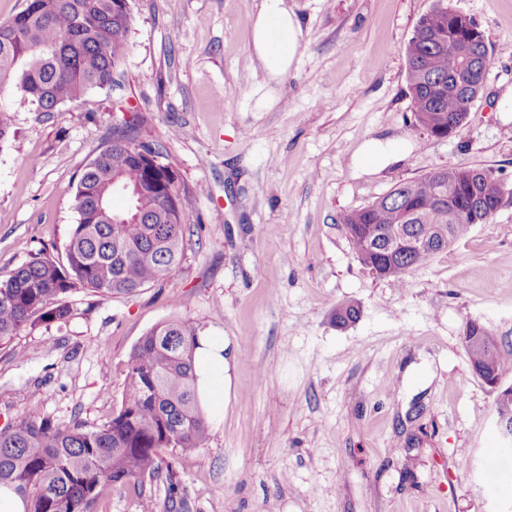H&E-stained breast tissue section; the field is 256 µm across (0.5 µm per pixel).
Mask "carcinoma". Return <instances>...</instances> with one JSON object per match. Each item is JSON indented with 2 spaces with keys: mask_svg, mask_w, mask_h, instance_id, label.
Returning a JSON list of instances; mask_svg holds the SVG:
<instances>
[{
  "mask_svg": "<svg viewBox=\"0 0 512 512\" xmlns=\"http://www.w3.org/2000/svg\"><path fill=\"white\" fill-rule=\"evenodd\" d=\"M133 0H25L0 23V86H11L36 112H53L114 82L129 52ZM471 37L472 73L461 62L463 35ZM413 126L426 132L464 125L487 75L490 56L472 20L435 0L418 21L406 50ZM147 119L136 115L84 168L77 184L78 214L65 261L35 257L0 280V346L26 327L63 323L68 299L80 290L102 297L130 295L169 278L185 256L188 190L177 174L152 171L137 139ZM485 168L437 169L398 185L360 210L345 214L350 243L361 264L380 262L402 282L437 252L469 233L458 200L495 191ZM123 192L128 205L112 208ZM398 224L445 227L448 241L407 252L384 249ZM352 304L336 307V324L357 320ZM197 329L165 322L141 337L127 360L120 406L95 429L58 424L31 412L0 429V485L27 502L26 512H87L102 484L123 486L165 477L175 487L166 452L189 455L209 438L210 424L195 387ZM474 375L499 380L504 358L495 338L476 322L463 333ZM499 427H512V388L496 397Z\"/></svg>",
  "mask_w": 512,
  "mask_h": 512,
  "instance_id": "obj_1",
  "label": "carcinoma"
}]
</instances>
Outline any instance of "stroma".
I'll use <instances>...</instances> for the list:
<instances>
[{
  "instance_id": "stroma-1",
  "label": "stroma",
  "mask_w": 512,
  "mask_h": 512,
  "mask_svg": "<svg viewBox=\"0 0 512 512\" xmlns=\"http://www.w3.org/2000/svg\"><path fill=\"white\" fill-rule=\"evenodd\" d=\"M434 0H288L304 33L276 105L251 53L264 0H133L117 84L57 111H32L8 86L0 108V278L41 254L64 260L85 166L133 113L190 191V242L169 280L129 296L84 291L67 322L0 347V427L30 409L94 428L119 404L131 349L182 320L237 355L207 444L172 456L165 479L105 485L90 512H512V452L496 392L462 344L467 322L512 358V0H448L492 57L456 135L412 128L406 45ZM373 138L398 158L354 162ZM448 167L492 170L503 203L489 223L414 270L376 276L341 214ZM359 317L337 326L336 307ZM429 367L421 386L406 379ZM504 478L483 481L488 456Z\"/></svg>"
}]
</instances>
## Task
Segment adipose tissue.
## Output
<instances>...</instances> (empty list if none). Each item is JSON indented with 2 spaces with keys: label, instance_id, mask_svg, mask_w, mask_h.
<instances>
[{
  "label": "adipose tissue",
  "instance_id": "ef3b65f1",
  "mask_svg": "<svg viewBox=\"0 0 512 512\" xmlns=\"http://www.w3.org/2000/svg\"><path fill=\"white\" fill-rule=\"evenodd\" d=\"M252 55L267 85L284 81L292 68L303 40V30L287 0H266L251 18ZM195 372L201 404L212 417H220L223 403L219 396L228 392L230 369L236 355L224 337L201 331L196 336Z\"/></svg>",
  "mask_w": 512,
  "mask_h": 512
}]
</instances>
